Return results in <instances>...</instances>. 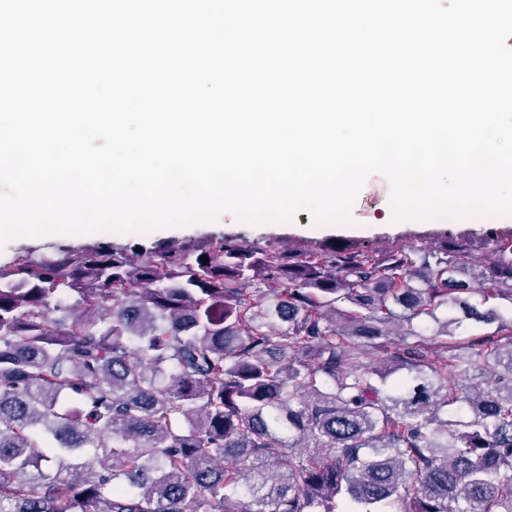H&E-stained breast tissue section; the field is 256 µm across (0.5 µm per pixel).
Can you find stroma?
<instances>
[{
    "label": "stroma",
    "instance_id": "1",
    "mask_svg": "<svg viewBox=\"0 0 512 512\" xmlns=\"http://www.w3.org/2000/svg\"><path fill=\"white\" fill-rule=\"evenodd\" d=\"M392 209L390 184L381 175L370 176L360 190L347 221L329 223L323 231H310L313 218L307 211H298L286 222L251 224L239 220L233 213L224 212L210 221L172 226L164 230L125 232L114 236L113 244L133 246L162 241H184L203 233H221L247 244L263 242L265 238H280L283 246L343 239L377 251L399 247H428L442 239L471 245L488 230L512 234V222L506 223L490 216H465L452 220L440 218L410 219L401 223L389 220Z\"/></svg>",
    "mask_w": 512,
    "mask_h": 512
}]
</instances>
